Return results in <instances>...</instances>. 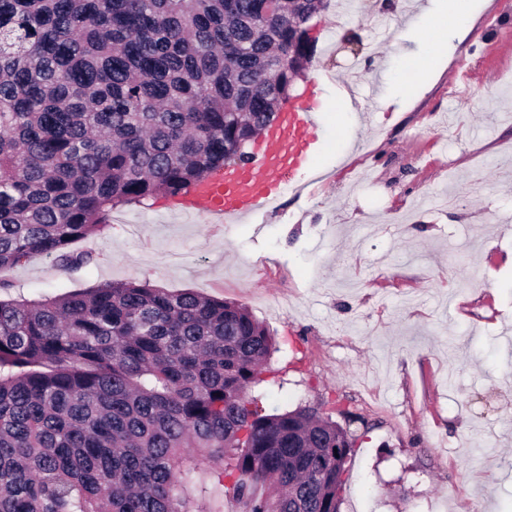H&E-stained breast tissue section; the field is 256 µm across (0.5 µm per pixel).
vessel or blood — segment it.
I'll return each mask as SVG.
<instances>
[{
	"mask_svg": "<svg viewBox=\"0 0 512 512\" xmlns=\"http://www.w3.org/2000/svg\"><path fill=\"white\" fill-rule=\"evenodd\" d=\"M322 140L315 102L292 106L264 132L262 149L245 172L232 176L220 172L206 178L178 206L216 224H234L253 216L270 208L284 188H296L298 176L305 174Z\"/></svg>",
	"mask_w": 512,
	"mask_h": 512,
	"instance_id": "b4317fda",
	"label": "vessel or blood"
}]
</instances>
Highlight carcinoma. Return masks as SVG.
<instances>
[{
    "mask_svg": "<svg viewBox=\"0 0 512 512\" xmlns=\"http://www.w3.org/2000/svg\"><path fill=\"white\" fill-rule=\"evenodd\" d=\"M329 0H0V272L252 160ZM238 303L135 281L0 299V512H338L352 436L249 390Z\"/></svg>",
    "mask_w": 512,
    "mask_h": 512,
    "instance_id": "1",
    "label": "carcinoma"
}]
</instances>
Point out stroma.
I'll return each mask as SVG.
<instances>
[{"mask_svg": "<svg viewBox=\"0 0 512 512\" xmlns=\"http://www.w3.org/2000/svg\"><path fill=\"white\" fill-rule=\"evenodd\" d=\"M355 2L312 19L294 90L327 80L320 179L238 224L164 197L117 208L76 244L90 266L37 258L5 272L9 295L135 280L242 303L278 346L259 406L357 432L340 512H512V10L467 0L466 35L408 89L418 0ZM347 83L362 107L340 114Z\"/></svg>", "mask_w": 512, "mask_h": 512, "instance_id": "obj_1", "label": "stroma"}]
</instances>
